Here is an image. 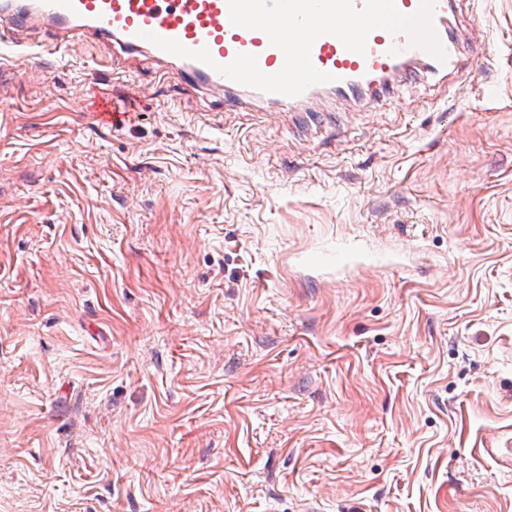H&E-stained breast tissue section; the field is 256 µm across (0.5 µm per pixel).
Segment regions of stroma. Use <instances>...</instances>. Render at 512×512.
Segmentation results:
<instances>
[{"label": "stroma", "mask_w": 512, "mask_h": 512, "mask_svg": "<svg viewBox=\"0 0 512 512\" xmlns=\"http://www.w3.org/2000/svg\"><path fill=\"white\" fill-rule=\"evenodd\" d=\"M462 9L456 91L309 129L0 70V512H512V0Z\"/></svg>", "instance_id": "1"}]
</instances>
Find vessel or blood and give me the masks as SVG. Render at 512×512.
Here are the masks:
<instances>
[{"label":"vessel or blood","mask_w":512,"mask_h":512,"mask_svg":"<svg viewBox=\"0 0 512 512\" xmlns=\"http://www.w3.org/2000/svg\"><path fill=\"white\" fill-rule=\"evenodd\" d=\"M453 2L434 0L433 4V28L444 60L411 44L403 33L372 31L362 55L347 50L337 37L323 35L313 43L310 58L316 69L332 74L333 80L295 97L247 88L215 71V64H228L243 53L256 55L260 70L267 74L277 73L285 62L283 52L264 32L231 23L227 0H0V51L24 47L25 34L34 28L51 34L55 50L92 37L130 56L176 64L189 88L224 89L225 107H237L244 92L285 112L303 109L307 121L317 125L324 119V95L376 100L392 95L399 79L412 82L425 73L448 79L457 70L461 54ZM149 32L191 50L208 49L214 66L160 49L146 40Z\"/></svg>","instance_id":"vessel-or-blood-1"}]
</instances>
